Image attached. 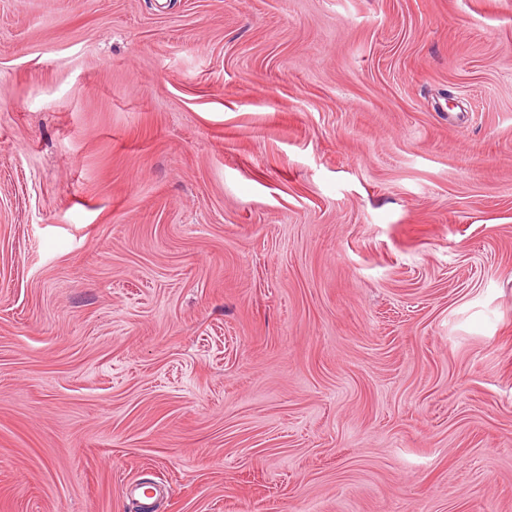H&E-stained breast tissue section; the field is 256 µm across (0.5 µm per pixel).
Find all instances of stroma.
Segmentation results:
<instances>
[{"label":"stroma","mask_w":512,"mask_h":512,"mask_svg":"<svg viewBox=\"0 0 512 512\" xmlns=\"http://www.w3.org/2000/svg\"><path fill=\"white\" fill-rule=\"evenodd\" d=\"M512 512V0H0V512Z\"/></svg>","instance_id":"1"}]
</instances>
